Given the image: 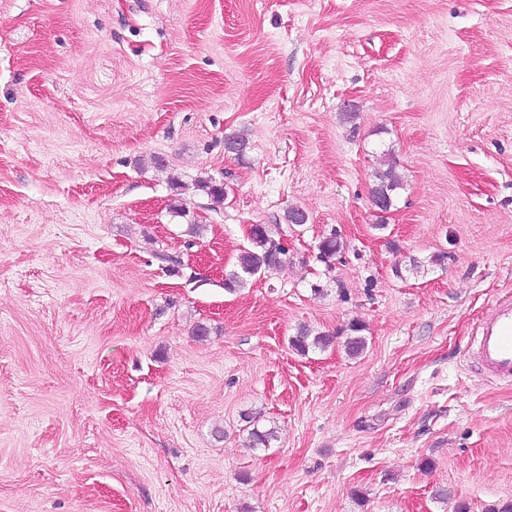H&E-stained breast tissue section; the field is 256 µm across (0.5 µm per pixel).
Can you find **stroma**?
<instances>
[{"mask_svg":"<svg viewBox=\"0 0 512 512\" xmlns=\"http://www.w3.org/2000/svg\"><path fill=\"white\" fill-rule=\"evenodd\" d=\"M253 224L288 262L228 291ZM509 292L512 0H0V512H488ZM374 177L376 182L371 190L372 200L380 212L387 213L393 206V193L401 187L402 182L395 175L392 166L376 171ZM477 355L494 376L512 378V296L499 298L476 332ZM333 340V335L323 332L313 334L311 329L303 327L290 339V344L294 350L301 355H305L315 349L323 350L327 348Z\"/></svg>","mask_w":512,"mask_h":512,"instance_id":"35a3bbf8","label":"stroma"}]
</instances>
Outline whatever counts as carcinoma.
I'll use <instances>...</instances> for the list:
<instances>
[{"instance_id":"obj_1","label":"carcinoma","mask_w":512,"mask_h":512,"mask_svg":"<svg viewBox=\"0 0 512 512\" xmlns=\"http://www.w3.org/2000/svg\"><path fill=\"white\" fill-rule=\"evenodd\" d=\"M224 148L230 153L239 157L245 155L248 149V141L239 135L227 136L224 139ZM402 182L395 175L393 168L378 170L375 173V184L371 190L372 200L375 207L382 213H387L393 206V193L400 188ZM197 187L203 191L211 201L216 204L224 202V184L213 180H200ZM251 247L242 250L238 257L239 270L230 274L224 282L225 288L234 291L244 287L247 278L260 272L280 270L286 264V250L278 246L280 239L276 238L269 226L265 224L254 225L250 233ZM319 258L326 266V270L332 269L333 260L344 250V243L337 234L332 233L324 237L319 245ZM350 336L344 341L345 353L355 358L363 353L367 342L365 337L360 335L363 327L358 322L349 326ZM334 340V336L313 332L308 328H301L290 339L291 347L302 355L318 349L327 348ZM246 422L249 423V436L252 446L265 447L273 437V430H261L258 427L259 420L250 414L246 415Z\"/></svg>"}]
</instances>
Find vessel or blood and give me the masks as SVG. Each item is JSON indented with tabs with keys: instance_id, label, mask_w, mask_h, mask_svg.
Instances as JSON below:
<instances>
[{
	"instance_id": "obj_1",
	"label": "vessel or blood",
	"mask_w": 512,
	"mask_h": 512,
	"mask_svg": "<svg viewBox=\"0 0 512 512\" xmlns=\"http://www.w3.org/2000/svg\"><path fill=\"white\" fill-rule=\"evenodd\" d=\"M477 355L494 376L512 378V296L499 298L476 332Z\"/></svg>"
}]
</instances>
